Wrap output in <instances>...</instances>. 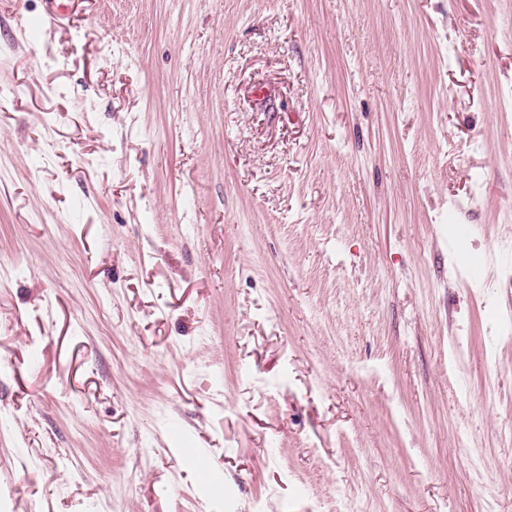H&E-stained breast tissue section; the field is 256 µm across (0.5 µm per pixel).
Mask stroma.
<instances>
[{"label": "stroma", "mask_w": 512, "mask_h": 512, "mask_svg": "<svg viewBox=\"0 0 512 512\" xmlns=\"http://www.w3.org/2000/svg\"><path fill=\"white\" fill-rule=\"evenodd\" d=\"M0 512H512V0H0Z\"/></svg>", "instance_id": "stroma-1"}]
</instances>
